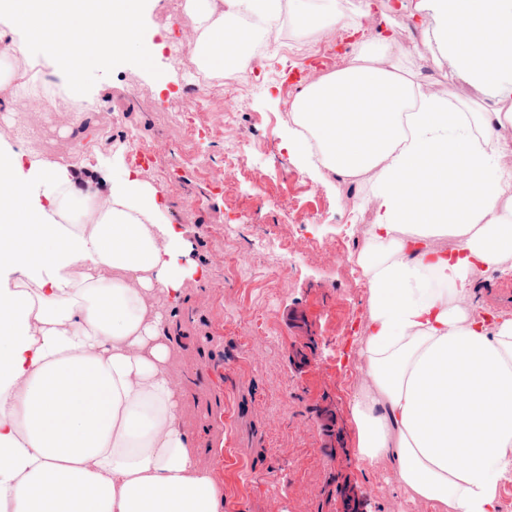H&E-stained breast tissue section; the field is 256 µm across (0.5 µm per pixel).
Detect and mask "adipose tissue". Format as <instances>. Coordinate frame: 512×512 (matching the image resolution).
I'll return each mask as SVG.
<instances>
[{
  "label": "adipose tissue",
  "mask_w": 512,
  "mask_h": 512,
  "mask_svg": "<svg viewBox=\"0 0 512 512\" xmlns=\"http://www.w3.org/2000/svg\"><path fill=\"white\" fill-rule=\"evenodd\" d=\"M277 0H187L195 55L210 76L251 38L247 16ZM458 74L497 96L457 112L405 75L385 38L303 87L294 142L345 182L372 185L360 354L351 418L359 461L390 459L415 501L442 512H498L512 464V317L486 322L472 290L512 259V170L498 164L512 127V0H428ZM141 0H0V44L39 45L84 99L100 54L158 44ZM340 0H292L297 29L370 17ZM113 39H105L104 28ZM138 173L109 189L82 166L28 170L0 146V512H224L178 411L170 309L186 279L181 226L160 221ZM454 240L452 250L437 240ZM164 303H157V296Z\"/></svg>",
  "instance_id": "1"
}]
</instances>
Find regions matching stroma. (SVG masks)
<instances>
[{
	"label": "stroma",
	"mask_w": 512,
	"mask_h": 512,
	"mask_svg": "<svg viewBox=\"0 0 512 512\" xmlns=\"http://www.w3.org/2000/svg\"><path fill=\"white\" fill-rule=\"evenodd\" d=\"M274 24L279 36L266 46L263 70L240 91L234 126L248 144L223 190H214L212 171L224 165V92L190 103L181 89L193 60L166 51L108 53L90 67L86 97L110 108L88 112V136L74 139L63 78L29 48L32 65L12 68L37 71L42 91L0 107V142L45 166L85 162L98 181L132 168L133 144L152 148L154 165L140 177L206 272L185 283L172 310L174 365L185 394L180 416L201 463L219 467L224 512H436L399 487L390 460L370 466L354 454L351 403L365 369L367 308L356 255L367 243L371 214L360 202L371 187L312 169L289 139V104L349 63L348 44L376 39L386 24L399 33L404 68L440 96L485 106L493 99L443 54L428 0H400L349 29L330 63L310 55L317 39L294 26L288 7ZM176 157L183 168L174 186L163 171ZM264 238L287 244L292 260L256 250Z\"/></svg>",
	"instance_id": "1"
}]
</instances>
